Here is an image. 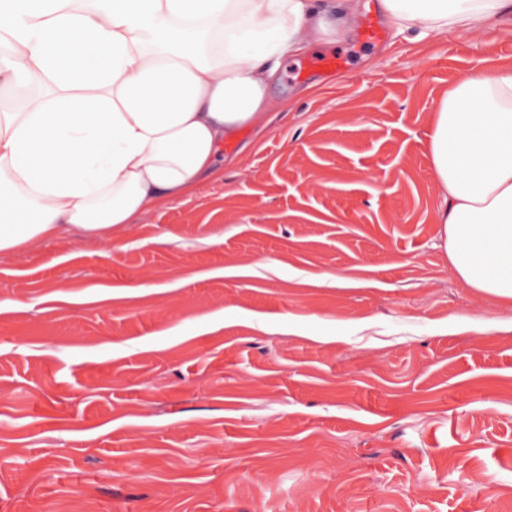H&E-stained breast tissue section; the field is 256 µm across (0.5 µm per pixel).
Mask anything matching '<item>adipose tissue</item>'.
Here are the masks:
<instances>
[{
    "instance_id": "obj_1",
    "label": "adipose tissue",
    "mask_w": 512,
    "mask_h": 512,
    "mask_svg": "<svg viewBox=\"0 0 512 512\" xmlns=\"http://www.w3.org/2000/svg\"><path fill=\"white\" fill-rule=\"evenodd\" d=\"M0 0V257L96 239L188 200L267 127L283 63L349 33L361 0ZM422 40L512 19V0H379ZM440 246L512 332V69L440 97L427 132Z\"/></svg>"
}]
</instances>
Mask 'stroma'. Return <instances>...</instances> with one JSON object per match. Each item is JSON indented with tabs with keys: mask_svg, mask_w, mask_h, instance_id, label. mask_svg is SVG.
Returning <instances> with one entry per match:
<instances>
[{
	"mask_svg": "<svg viewBox=\"0 0 512 512\" xmlns=\"http://www.w3.org/2000/svg\"><path fill=\"white\" fill-rule=\"evenodd\" d=\"M511 65L512 24L353 30L222 181L1 260L0 512H512V332L436 246L426 138Z\"/></svg>",
	"mask_w": 512,
	"mask_h": 512,
	"instance_id": "obj_1",
	"label": "stroma"
}]
</instances>
